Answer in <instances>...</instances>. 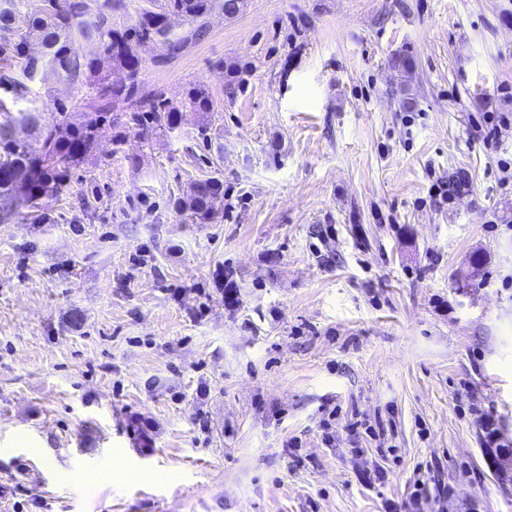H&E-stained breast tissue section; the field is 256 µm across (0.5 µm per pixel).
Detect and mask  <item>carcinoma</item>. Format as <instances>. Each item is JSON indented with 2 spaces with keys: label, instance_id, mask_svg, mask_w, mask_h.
Listing matches in <instances>:
<instances>
[{
  "label": "carcinoma",
  "instance_id": "1",
  "mask_svg": "<svg viewBox=\"0 0 512 512\" xmlns=\"http://www.w3.org/2000/svg\"><path fill=\"white\" fill-rule=\"evenodd\" d=\"M245 0H164L141 8L137 24L126 30L112 27V12L128 8L127 0H0V27L15 20L19 7L26 10V25L16 37L0 42V61L16 62L33 79L50 72L60 80L84 76L92 80L98 107L76 125L65 120L43 128L37 112H11L0 103V196H12L28 208H35L45 196L59 192L72 165L94 145L107 122L111 103L130 99L138 88L141 68L140 46L155 43L170 51L180 47L173 38L169 16L179 15L198 22L215 10L226 17L239 15ZM97 44V53L81 52V41ZM108 70H121L127 82H107ZM183 107L203 115L212 110L209 91L195 86L186 94ZM126 123L155 134L177 128L181 111L164 102L145 99L124 114ZM40 131L46 149L34 158L25 142L15 135L16 127ZM224 201V187L216 177L195 181L178 206L196 219L212 218Z\"/></svg>",
  "mask_w": 512,
  "mask_h": 512
}]
</instances>
